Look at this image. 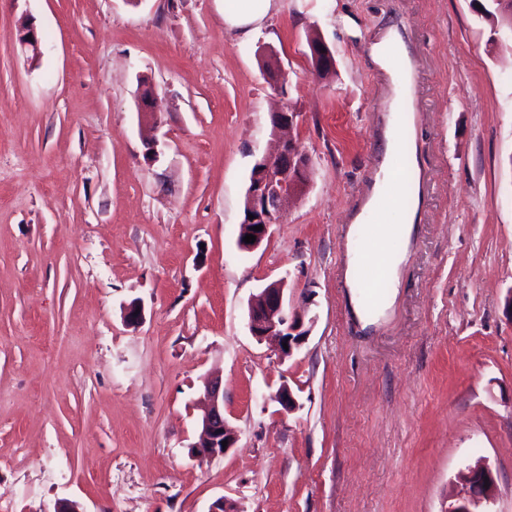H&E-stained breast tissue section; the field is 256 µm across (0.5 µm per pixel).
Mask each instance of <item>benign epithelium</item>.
Listing matches in <instances>:
<instances>
[{
  "instance_id": "benign-epithelium-1",
  "label": "benign epithelium",
  "mask_w": 512,
  "mask_h": 512,
  "mask_svg": "<svg viewBox=\"0 0 512 512\" xmlns=\"http://www.w3.org/2000/svg\"><path fill=\"white\" fill-rule=\"evenodd\" d=\"M17 42L29 53L32 63L41 57V40L36 28L29 20H24L17 35ZM140 133L147 146V154L157 153L156 133L162 123L161 113L154 100L141 102L138 107ZM259 169L253 176L245 199L246 213L253 218L242 223L238 247L254 250L268 238L272 225L279 223L290 199L300 193L308 179V160L299 147L290 139L280 142L276 153L262 158ZM262 226L255 231L253 227ZM256 236L253 243L243 241V237ZM286 280L281 278L268 283L248 301V329L257 340L277 342L278 350L284 356L299 344L307 331L302 329V320L290 314L285 304ZM288 347H283V344ZM206 407L200 421L198 440L191 445V454L205 460L226 454L238 442V434L224 419V387L221 380L208 378L204 381ZM227 446H222V442ZM467 492L450 503L448 512H479V507L494 500L497 487L491 470L482 462H477L461 473Z\"/></svg>"
}]
</instances>
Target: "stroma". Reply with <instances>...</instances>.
I'll return each instance as SVG.
<instances>
[{
	"label": "stroma",
	"instance_id": "stroma-1",
	"mask_svg": "<svg viewBox=\"0 0 512 512\" xmlns=\"http://www.w3.org/2000/svg\"><path fill=\"white\" fill-rule=\"evenodd\" d=\"M237 5L0 0V512H208L221 497L240 512H444L480 459L487 512H512V33L474 0H272L244 38L224 24ZM27 18L34 65L15 45ZM394 39L415 63L413 169L384 159L399 68L373 48ZM142 76L162 112L154 158ZM280 107L308 182L243 251ZM385 162L406 183L424 172V204L369 312L346 277L349 229ZM281 278L308 331L286 358L247 316ZM211 374L238 443L201 461ZM28 35H31V40H27ZM17 42L22 49L30 53L28 59L31 63L38 62L41 57V40L36 28L28 19L24 20L18 29ZM313 35H308V37H307L309 47L311 46V41L314 44H316V45H312V47H311V51L313 53L312 57L314 56V58H315V59L314 58L313 59L316 60V62L320 61V63L322 65L332 66V56H331V52H330L328 46L323 41L320 42L319 44H317L318 43L317 35H315V37H312ZM322 49H325V52H322ZM316 62H315V68L317 70L318 75L321 78L327 79V78L332 77L334 71H331V67L322 68Z\"/></svg>",
	"mask_w": 512,
	"mask_h": 512
}]
</instances>
